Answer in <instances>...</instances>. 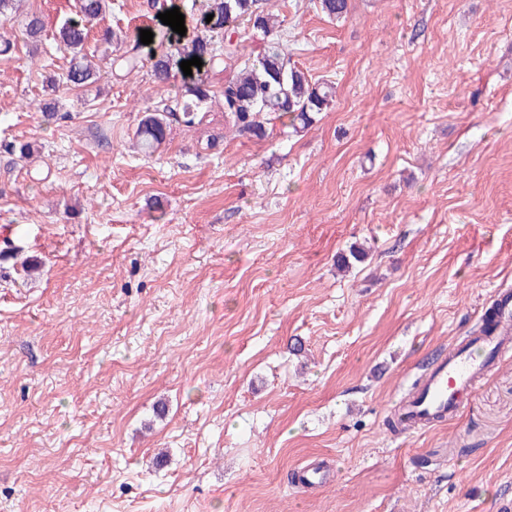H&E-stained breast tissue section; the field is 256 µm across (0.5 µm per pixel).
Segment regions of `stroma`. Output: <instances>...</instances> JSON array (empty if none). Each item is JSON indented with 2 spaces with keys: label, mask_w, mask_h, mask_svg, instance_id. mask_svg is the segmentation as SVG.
I'll use <instances>...</instances> for the list:
<instances>
[{
  "label": "stroma",
  "mask_w": 512,
  "mask_h": 512,
  "mask_svg": "<svg viewBox=\"0 0 512 512\" xmlns=\"http://www.w3.org/2000/svg\"><path fill=\"white\" fill-rule=\"evenodd\" d=\"M22 8L45 31L33 55L0 25V512H512V353L451 419L387 426L512 287V0H268L331 108L256 140L215 100L150 156L183 71L66 86L74 0ZM158 23L110 0L94 27Z\"/></svg>",
  "instance_id": "stroma-1"
}]
</instances>
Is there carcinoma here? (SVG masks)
Listing matches in <instances>:
<instances>
[{"label": "carcinoma", "instance_id": "obj_1", "mask_svg": "<svg viewBox=\"0 0 512 512\" xmlns=\"http://www.w3.org/2000/svg\"><path fill=\"white\" fill-rule=\"evenodd\" d=\"M321 11L332 20L346 18L349 0H319ZM106 0H77L75 13L67 18L58 30L56 40L74 55V63L67 74L74 87H84L98 82L96 70L84 54L92 26L105 11ZM213 15L206 21L207 15ZM246 18L252 27L269 35L275 28V18L260 6V0H204L201 3L199 29L191 37L181 36L163 25L154 30L152 47L141 57L140 33L117 36L105 28L99 41L110 47L123 44L122 51L112 62L132 71L142 61L150 64L151 75L159 83L166 82L172 70L180 68L183 60L199 57L203 65L215 68L224 58H233L237 44L232 34L239 20ZM44 25L35 13L28 15L22 34L32 43L41 41ZM224 116L239 134L257 139L267 135L263 115L275 113L289 116L297 129H306L314 122V115L325 111L333 102V87L311 82L306 72L285 61L284 51L277 42H271L255 56L243 61V68L234 77L224 81L221 90ZM210 98L209 86L201 79L185 83L163 109L145 113L135 133L138 148L151 154L167 138L170 120L174 119L187 128L203 124L207 113L202 105Z\"/></svg>", "mask_w": 512, "mask_h": 512}]
</instances>
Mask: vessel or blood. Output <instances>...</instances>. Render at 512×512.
<instances>
[{
	"mask_svg": "<svg viewBox=\"0 0 512 512\" xmlns=\"http://www.w3.org/2000/svg\"><path fill=\"white\" fill-rule=\"evenodd\" d=\"M493 307L494 325L478 338L484 356H476L462 345L437 362L405 406L413 426H428L455 413L462 399L474 391L478 377L489 371L491 356L512 351V291L497 290Z\"/></svg>",
	"mask_w": 512,
	"mask_h": 512,
	"instance_id": "obj_1",
	"label": "vessel or blood"
}]
</instances>
